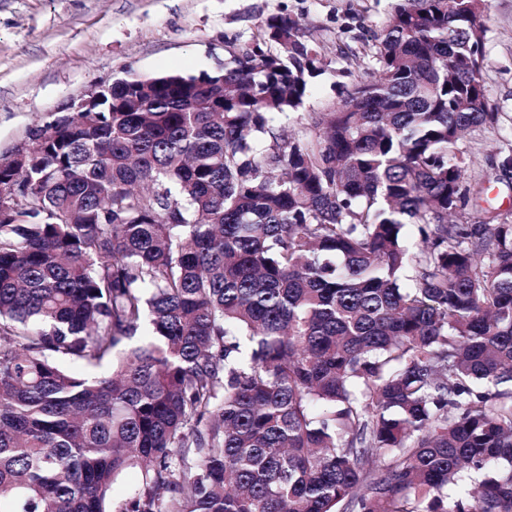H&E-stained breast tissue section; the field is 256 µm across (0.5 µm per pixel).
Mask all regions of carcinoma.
Segmentation results:
<instances>
[{
	"instance_id": "carcinoma-1",
	"label": "carcinoma",
	"mask_w": 512,
	"mask_h": 512,
	"mask_svg": "<svg viewBox=\"0 0 512 512\" xmlns=\"http://www.w3.org/2000/svg\"><path fill=\"white\" fill-rule=\"evenodd\" d=\"M487 8L394 0L324 112L274 15L0 161V512H512V216L458 147Z\"/></svg>"
}]
</instances>
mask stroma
<instances>
[{"label":"stroma","instance_id":"obj_1","mask_svg":"<svg viewBox=\"0 0 512 512\" xmlns=\"http://www.w3.org/2000/svg\"><path fill=\"white\" fill-rule=\"evenodd\" d=\"M392 0H0V160L71 100L127 75L215 70L251 43L273 15L301 23L299 36L327 68L306 111L327 110L340 97L338 69L363 75ZM484 62L486 96L497 127L460 144L487 206L512 214V175L496 166L512 147V0H489Z\"/></svg>","mask_w":512,"mask_h":512}]
</instances>
